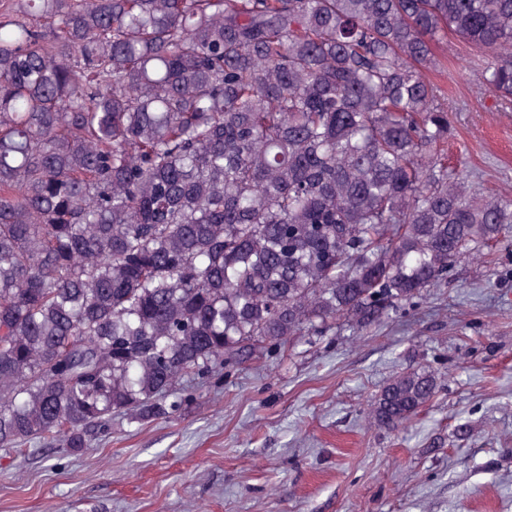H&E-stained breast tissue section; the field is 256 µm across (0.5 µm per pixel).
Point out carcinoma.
<instances>
[{
	"label": "carcinoma",
	"mask_w": 512,
	"mask_h": 512,
	"mask_svg": "<svg viewBox=\"0 0 512 512\" xmlns=\"http://www.w3.org/2000/svg\"><path fill=\"white\" fill-rule=\"evenodd\" d=\"M450 36L512 105V0H0V448L79 452L492 262L512 199L449 165L424 76ZM438 390L403 372L370 413Z\"/></svg>",
	"instance_id": "carcinoma-1"
}]
</instances>
